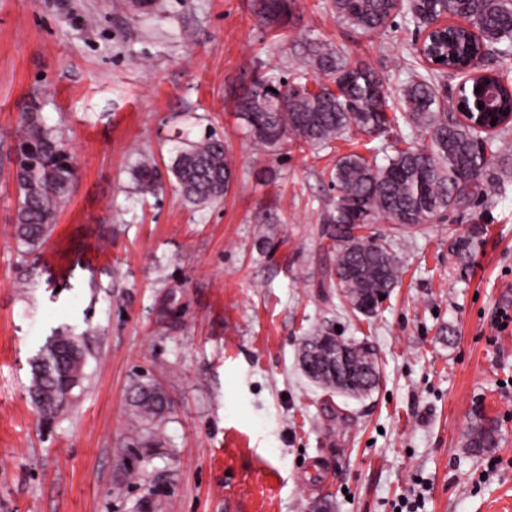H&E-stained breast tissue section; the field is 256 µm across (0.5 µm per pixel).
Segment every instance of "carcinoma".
Masks as SVG:
<instances>
[{"label": "carcinoma", "mask_w": 512, "mask_h": 512, "mask_svg": "<svg viewBox=\"0 0 512 512\" xmlns=\"http://www.w3.org/2000/svg\"><path fill=\"white\" fill-rule=\"evenodd\" d=\"M325 6L336 21L363 35L386 31L403 13L422 31L441 16H456L465 26L448 29L447 38L434 45L446 56L448 67L458 68L478 57L512 52V0H327ZM257 16L270 28L288 24L297 0H253ZM303 68L327 76L329 83L316 91L302 82L288 86L272 78L258 77L237 101V110L253 140L268 150L287 139L320 150L332 148L349 131L378 136L404 123L419 142L404 139L388 146L386 163L378 154L341 155L331 180L341 193L322 218L323 235L336 250V287L353 311L376 314L397 283L399 259L388 239L365 231L382 220L393 235L441 221L448 211L501 194L483 181L494 159L512 155V144L503 135L509 122L500 120L496 133L485 135L460 118L463 111L479 112L481 94L475 89L490 82L499 90L500 113H512V77L499 70L470 79L448 94L439 82L443 71L423 75L411 71L399 97H394L373 67L321 41L304 43ZM13 180L17 188L14 237L30 255L41 248L56 228L58 209L65 203L75 176V161L62 136L46 125L40 112H24L14 147ZM170 172L182 195L195 204L224 198L233 181L224 136L210 133L191 143L175 159ZM142 193L154 194L163 184L154 156L143 154L132 170ZM480 229L459 236L450 251L465 258L475 249ZM85 330L50 338L32 365L28 396L41 418L51 423L75 398L86 379L90 356ZM302 368L321 389L362 397L379 382L375 353L366 343L336 337L319 330L302 343ZM129 439L136 448H152L170 412L164 389L153 381H137L130 389ZM497 426L475 424L469 448L496 444Z\"/></svg>", "instance_id": "cac0c4a2"}]
</instances>
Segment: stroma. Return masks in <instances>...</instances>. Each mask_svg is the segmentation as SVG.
Wrapping results in <instances>:
<instances>
[{"label": "stroma", "instance_id": "35a3bbf8", "mask_svg": "<svg viewBox=\"0 0 512 512\" xmlns=\"http://www.w3.org/2000/svg\"><path fill=\"white\" fill-rule=\"evenodd\" d=\"M414 25L363 36L323 0L286 26L252 0H0V512H395L415 482L423 512H512V168L505 195L393 238L403 266L372 317L326 287L321 217L336 151L269 152L236 110L254 70L288 82L317 38L399 90L418 62ZM38 103L77 172L51 238L22 261L9 161ZM223 134L234 181L188 202L136 190L141 153L167 170ZM483 233L460 259L449 239ZM96 328L70 410L44 425L31 364L57 331ZM340 328L376 350L381 381L355 399L303 375L305 336ZM156 380L171 413L159 447H128V394ZM498 427L473 453L471 425Z\"/></svg>", "mask_w": 512, "mask_h": 512}]
</instances>
